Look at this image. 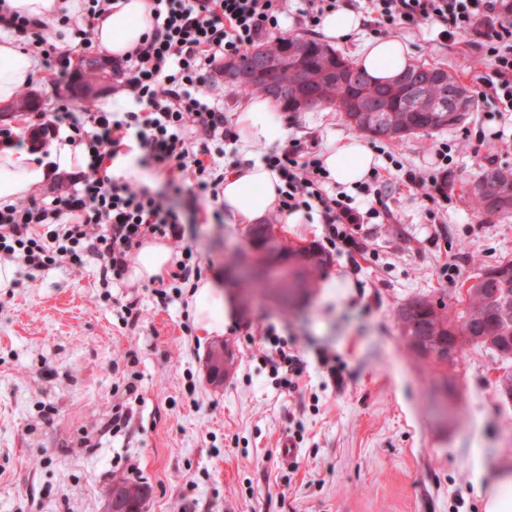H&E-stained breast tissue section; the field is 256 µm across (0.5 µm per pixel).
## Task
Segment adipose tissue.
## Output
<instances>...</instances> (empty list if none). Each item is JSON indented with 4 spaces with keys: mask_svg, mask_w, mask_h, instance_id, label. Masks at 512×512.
<instances>
[{
    "mask_svg": "<svg viewBox=\"0 0 512 512\" xmlns=\"http://www.w3.org/2000/svg\"><path fill=\"white\" fill-rule=\"evenodd\" d=\"M153 20L148 0H120L119 9L98 18L95 40L104 53L125 56L150 33ZM410 46L395 37L369 40L356 62L377 80L394 79L410 64ZM37 63L14 37L0 36V104L11 103L28 87ZM242 148L272 143L283 132L278 102L270 97L251 99L235 118ZM333 184L353 188L367 178L375 164L366 144L351 139L331 144L321 155ZM83 147L69 139L55 141L48 154L24 148L0 146V205L14 203L30 195L54 172H75L85 166ZM277 177L261 160L244 166L224 180V218L228 223L250 228L278 203ZM190 306L200 335L220 336L231 325L235 313L219 277L202 278L190 294ZM475 482L481 488L484 512H512V466L503 464L493 472L477 471Z\"/></svg>",
    "mask_w": 512,
    "mask_h": 512,
    "instance_id": "adipose-tissue-1",
    "label": "adipose tissue"
}]
</instances>
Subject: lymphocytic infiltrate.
<instances>
[{"label": "lymphocytic infiltrate", "mask_w": 512, "mask_h": 512, "mask_svg": "<svg viewBox=\"0 0 512 512\" xmlns=\"http://www.w3.org/2000/svg\"><path fill=\"white\" fill-rule=\"evenodd\" d=\"M288 0H151L154 28L124 63L126 89L137 110L106 112L68 108L35 113L29 126L32 147L43 148L68 124L74 143L86 152V171L72 175L71 186L51 199L27 198L0 207V263H11L28 277L89 256L102 283L123 279L139 249L163 238L180 249L169 276L188 284L201 268L185 246L184 213L172 199L212 201L215 222L224 217V168L217 162L237 134L220 103L202 92L216 62L242 54L268 37L288 13ZM367 24L433 25L438 38H466L487 49L490 65L479 74L480 97H493L512 112V0H369ZM0 24L31 41L43 59L58 57V46L43 35L44 22L18 13L1 14ZM142 149L147 164L172 172L168 191L152 194L103 174L107 154ZM264 162L279 175L276 218L318 211L325 240L348 253L366 255L360 230L375 208L352 206L349 196L324 185L326 171L300 140L270 148Z\"/></svg>", "instance_id": "lymphocytic-infiltrate-1"}]
</instances>
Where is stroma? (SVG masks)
I'll list each match as a JSON object with an SVG mask.
<instances>
[{
  "label": "stroma",
  "instance_id": "35a3bbf8",
  "mask_svg": "<svg viewBox=\"0 0 512 512\" xmlns=\"http://www.w3.org/2000/svg\"><path fill=\"white\" fill-rule=\"evenodd\" d=\"M380 34L476 92L484 49L437 42L433 30L365 27L339 50L356 58ZM67 70L63 79L58 66H39L18 101L42 112L126 107L111 72ZM87 82L100 93L73 94ZM287 118V137L320 152L354 135L333 108ZM366 143L385 182L373 200L380 216L362 228L372 252L355 263L333 249V264L291 310L243 295L237 271L240 256L254 254L249 233L195 225L191 245L238 305L223 336L234 357L222 388L203 370L215 340L199 336L183 298L159 300L151 282L130 274L104 286L86 261L33 281L13 273L0 288V512H103L119 476L146 486L148 512H483L475 468L512 462V400L497 386L502 362L479 348L455 362L416 358L396 310L426 295L459 315L467 282L512 259V214L488 217L470 203L482 168L512 166V113L477 99L457 127ZM411 172L436 177L441 194L423 199L406 184ZM332 280L336 288L326 289ZM130 300L141 314L133 328L122 309ZM270 323L305 354L296 391L263 357ZM130 381L138 399L119 392ZM122 403L133 418L116 435L108 423ZM285 435L298 448L291 462L279 456Z\"/></svg>",
  "mask_w": 512,
  "mask_h": 512
}]
</instances>
